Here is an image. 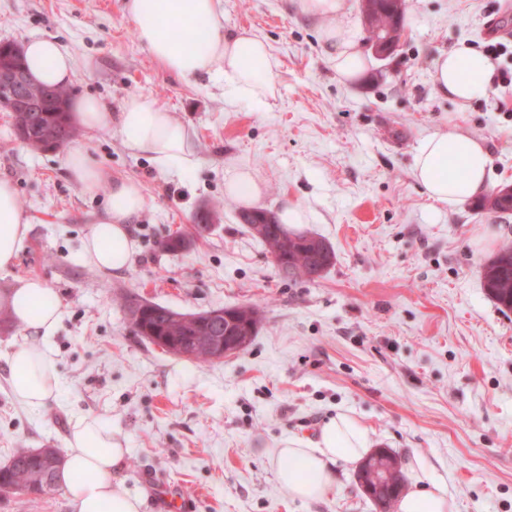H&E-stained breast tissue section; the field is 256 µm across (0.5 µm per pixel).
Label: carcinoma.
<instances>
[{"mask_svg":"<svg viewBox=\"0 0 512 512\" xmlns=\"http://www.w3.org/2000/svg\"><path fill=\"white\" fill-rule=\"evenodd\" d=\"M406 0H380L376 3L375 23L398 43L402 34V21ZM45 100L42 111L19 113L14 117L16 129L21 132L26 145L32 150H64L78 136L79 129L72 113L65 111L69 93L63 87H42ZM250 231L257 232V225L265 231L263 243L268 247L282 278L303 279L316 266L326 269L332 264L331 247L321 238L301 233L294 238L281 236L284 225L270 224L266 213L255 210L243 215ZM484 286L492 299L507 309H512V246H505L482 267ZM126 307L137 335L151 343L163 340L172 345L170 353L180 355L181 349L193 350L189 359L198 364L212 361L205 351L195 350V337L222 336L224 329L237 337L241 349H246L262 320V309L257 305L225 309L229 321L207 324L203 317L190 320L182 313L147 300L129 297ZM64 456L58 448H44L38 456L28 448H16L7 464L0 467V496L25 495L34 498L55 492L58 488L56 472ZM371 489L368 497L375 512H396L397 501L385 484L379 483L372 472L357 474Z\"/></svg>","mask_w":512,"mask_h":512,"instance_id":"carcinoma-1","label":"carcinoma"}]
</instances>
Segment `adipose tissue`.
Segmentation results:
<instances>
[{
	"mask_svg": "<svg viewBox=\"0 0 512 512\" xmlns=\"http://www.w3.org/2000/svg\"><path fill=\"white\" fill-rule=\"evenodd\" d=\"M300 15L316 21L329 61L337 75L349 81L363 77L367 59L352 34L336 27L346 0H290ZM140 42L166 70L186 79L221 74L234 97L256 102L274 93L272 55L268 45L249 32L226 37L223 0H124ZM198 26L195 45H185L176 33ZM25 62L33 79L44 85L71 81L75 61L53 39L31 40ZM494 75L492 60L480 50L460 44L433 63L437 92L458 106L485 97ZM71 109L89 131L117 124L122 143L134 155L153 160L159 169H190L197 163L190 133L165 108L139 96L127 98L119 115L105 112L95 98L81 96ZM489 152L483 140L458 127H444L428 137L415 159L414 176L427 196L441 205L476 198L488 189ZM146 199L131 179L113 181L106 204L83 244L84 261L97 269L119 272L136 251L130 230L143 212ZM29 222L19 210L14 185L0 180V273L9 272L28 240ZM7 310L28 335L26 343L6 357L9 386L20 404L39 409L60 392L48 342L63 316L61 300L36 278H25L0 295ZM366 431L348 414L337 413L321 427L315 442L293 438L274 449L277 480L292 499L316 501L336 491L332 470L337 460L355 464L368 454ZM127 451L112 430L96 417H83L67 438L64 463L57 482L69 496L73 512H141L140 497L119 488ZM399 512H454V503L439 484L415 483L399 502Z\"/></svg>",
	"mask_w": 512,
	"mask_h": 512,
	"instance_id": "1",
	"label": "adipose tissue"
}]
</instances>
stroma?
Instances as JSON below:
<instances>
[{"mask_svg": "<svg viewBox=\"0 0 512 512\" xmlns=\"http://www.w3.org/2000/svg\"><path fill=\"white\" fill-rule=\"evenodd\" d=\"M397 51L371 58L348 84L332 68L314 23L287 0H224V31L263 39L275 66L264 102L229 97L223 76L186 80L164 70L137 35L122 0H0V41L50 38L76 68L70 96L89 94L110 112L132 95L164 107L193 133L198 164L158 169L131 156L116 128L83 132L106 174L82 192L65 151L37 153L0 112V179L13 183L30 222L28 243L0 294L40 278L64 305L52 337L62 389L33 411L14 400L6 355L24 342L0 329V462L12 449L61 448L72 424L96 416L128 453L121 490L142 512H164L159 490L184 512H374L338 462L336 492L303 503L278 484L273 450L286 437L316 440L336 412L365 427L372 449L405 462V480L442 484L455 512H512V311L487 293L483 265L512 244V210L434 203L414 177L425 138L446 124L483 138L490 191L512 186V96L491 87L461 108L439 95L432 62L459 43L483 46L496 25L512 30V0H407ZM237 168L264 183L256 209L302 211L294 233L335 252L322 276L278 273L242 220L247 205L224 191ZM115 178L138 181L146 206L132 226L130 266L101 272L81 245ZM217 210L206 238L163 251ZM179 312L257 304L264 311L244 351L204 365L137 336L124 298Z\"/></svg>", "mask_w": 512, "mask_h": 512, "instance_id": "1", "label": "stroma"}]
</instances>
